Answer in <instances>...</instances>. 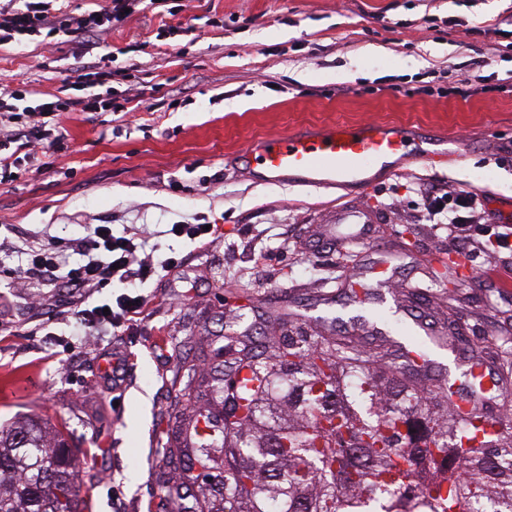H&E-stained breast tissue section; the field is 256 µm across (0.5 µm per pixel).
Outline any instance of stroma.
Here are the masks:
<instances>
[{"mask_svg":"<svg viewBox=\"0 0 512 512\" xmlns=\"http://www.w3.org/2000/svg\"><path fill=\"white\" fill-rule=\"evenodd\" d=\"M175 15L133 16L106 34L116 103L110 112H67L64 151L19 167L0 185V425L35 414L65 427L75 452L83 512H178L194 500L169 450L188 408L173 380L186 359L210 374L222 319L249 306L262 336H344L355 309L351 282L380 290L405 322L440 336L462 330L505 389L492 417L512 428V252L452 266L460 251L417 207L423 189H470L489 174L487 206L512 216V0H168ZM467 32H449V19ZM500 22L489 40L476 30ZM91 34L54 49L0 47V73L44 96L67 97ZM501 45L490 53V44ZM491 55L501 90L464 98L472 58ZM137 71L123 75V67ZM439 78L445 95L418 88ZM336 122L412 127L434 140L459 135L458 162H401L370 192L266 184L238 155L267 135ZM377 216L365 243L354 224L324 227L336 205ZM209 224L204 241L167 234ZM98 224L114 234L148 231L154 259L177 264L141 286V314L118 329L77 332L66 288L32 289L13 277L25 250L75 239ZM454 290H447V283ZM117 358L120 385L101 365Z\"/></svg>","mask_w":512,"mask_h":512,"instance_id":"1","label":"stroma"}]
</instances>
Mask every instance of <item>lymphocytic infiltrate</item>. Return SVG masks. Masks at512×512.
<instances>
[{
    "label": "lymphocytic infiltrate",
    "instance_id": "obj_1",
    "mask_svg": "<svg viewBox=\"0 0 512 512\" xmlns=\"http://www.w3.org/2000/svg\"><path fill=\"white\" fill-rule=\"evenodd\" d=\"M149 9L158 0H101L99 8L78 10L56 0H0V45L20 44L42 34L66 36L95 31L105 33L125 23L130 14L139 13L141 5ZM27 90L18 89L0 95V118L13 122L9 141L11 153H0V185L12 181L21 161L33 159L42 144L59 151L61 141L49 140L47 123L61 111H110L108 98L95 95L68 97L66 104L45 98L27 103ZM422 212L432 224L447 225L455 240L483 254L504 249L512 251V225L500 221L486 206L484 193L474 190L431 191L422 198ZM146 233L114 235L111 225H96L82 238L53 241L29 250L19 267L31 287L62 282L70 288L80 306L74 311L79 329L98 330L106 326L119 328L140 314L144 298L135 290L137 284L156 276L159 267L147 253ZM76 262H67V255ZM119 284L124 288L113 306L85 308L87 289Z\"/></svg>",
    "mask_w": 512,
    "mask_h": 512
}]
</instances>
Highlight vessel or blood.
<instances>
[{
    "instance_id": "vessel-or-blood-1",
    "label": "vessel or blood",
    "mask_w": 512,
    "mask_h": 512,
    "mask_svg": "<svg viewBox=\"0 0 512 512\" xmlns=\"http://www.w3.org/2000/svg\"><path fill=\"white\" fill-rule=\"evenodd\" d=\"M449 149L429 148L412 129L386 123H332L312 132L261 137L241 154L249 174L267 183L302 182L317 188L359 185L372 189L367 173L397 169L409 158L440 163Z\"/></svg>"
}]
</instances>
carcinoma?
<instances>
[{
  "label": "carcinoma",
  "mask_w": 512,
  "mask_h": 512,
  "mask_svg": "<svg viewBox=\"0 0 512 512\" xmlns=\"http://www.w3.org/2000/svg\"><path fill=\"white\" fill-rule=\"evenodd\" d=\"M245 313L224 325V378L192 366L177 398L240 410L218 439L211 413L183 421L173 447L198 465L216 512H512V431L447 404L408 378L406 353L372 354L353 336H255ZM446 402L433 410V401ZM71 448L39 416L0 426V512H79Z\"/></svg>",
  "instance_id": "obj_1"
}]
</instances>
